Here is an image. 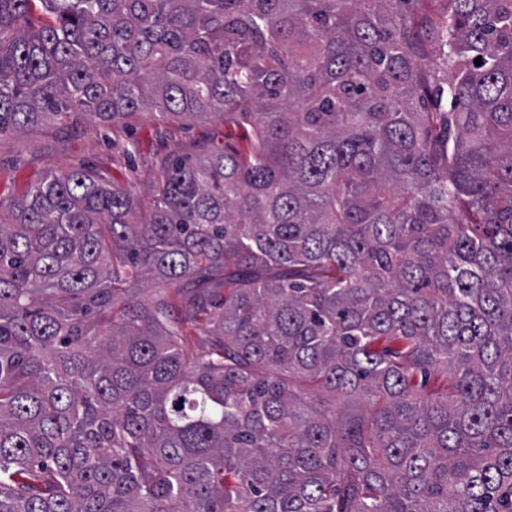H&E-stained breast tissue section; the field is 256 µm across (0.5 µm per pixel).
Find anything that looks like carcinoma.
I'll return each mask as SVG.
<instances>
[{"label": "carcinoma", "instance_id": "obj_1", "mask_svg": "<svg viewBox=\"0 0 512 512\" xmlns=\"http://www.w3.org/2000/svg\"><path fill=\"white\" fill-rule=\"evenodd\" d=\"M443 2L0 0V134L244 127L0 200V512H512V0Z\"/></svg>", "mask_w": 512, "mask_h": 512}]
</instances>
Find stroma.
Returning <instances> with one entry per match:
<instances>
[{
  "label": "stroma",
  "mask_w": 512,
  "mask_h": 512,
  "mask_svg": "<svg viewBox=\"0 0 512 512\" xmlns=\"http://www.w3.org/2000/svg\"><path fill=\"white\" fill-rule=\"evenodd\" d=\"M242 129L218 118L166 120L138 113L117 121L87 116L0 135V199L21 197L48 173L83 168L152 201L168 158H195L238 140Z\"/></svg>",
  "instance_id": "obj_1"
}]
</instances>
